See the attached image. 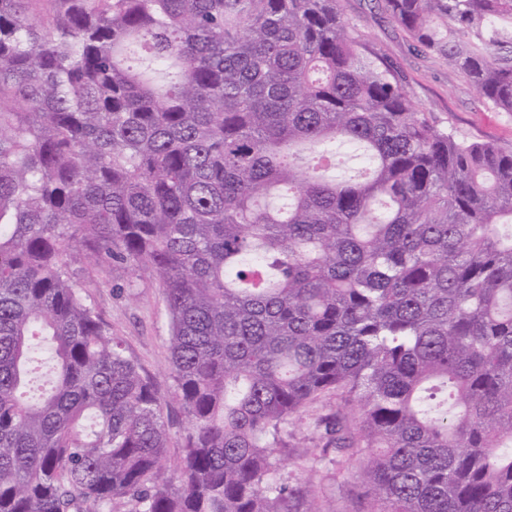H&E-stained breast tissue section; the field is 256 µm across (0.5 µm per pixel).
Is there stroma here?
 I'll use <instances>...</instances> for the list:
<instances>
[{
    "instance_id": "obj_1",
    "label": "stroma",
    "mask_w": 512,
    "mask_h": 512,
    "mask_svg": "<svg viewBox=\"0 0 512 512\" xmlns=\"http://www.w3.org/2000/svg\"><path fill=\"white\" fill-rule=\"evenodd\" d=\"M340 9L346 19L357 23L364 39L403 74L409 95L420 110L430 113L441 126L454 129L461 138L491 142L504 152H512V114L490 109L446 60L423 53L385 11L383 0H340ZM79 284L113 332L123 336L128 355L153 377L164 394H172L170 319L157 283L133 279L128 270L118 266L95 280L80 279ZM335 409L332 399L310 409L295 427L287 447L275 453L281 473L301 463L316 417ZM309 486L322 498L327 512H365L367 508L357 468L323 464L311 471Z\"/></svg>"
}]
</instances>
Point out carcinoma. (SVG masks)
<instances>
[{
    "label": "carcinoma",
    "mask_w": 512,
    "mask_h": 512,
    "mask_svg": "<svg viewBox=\"0 0 512 512\" xmlns=\"http://www.w3.org/2000/svg\"><path fill=\"white\" fill-rule=\"evenodd\" d=\"M512 113V0H385ZM157 277L173 398L75 280ZM512 512V153L338 0H0V512ZM335 410L336 398L334 397L310 409L302 423L295 427L293 437L288 439L289 447L278 448L275 451L276 467L280 470V473L288 474L289 470H293L296 465L302 462L306 451L305 446L312 445L309 438L313 436L316 417L332 413ZM366 459L363 457L354 462L353 467L338 469L336 462L317 466L306 474L310 476L309 486L324 501V508L336 512H362L367 503L362 497L363 488L358 478L359 468Z\"/></svg>",
    "instance_id": "cac0c4a2"
}]
</instances>
